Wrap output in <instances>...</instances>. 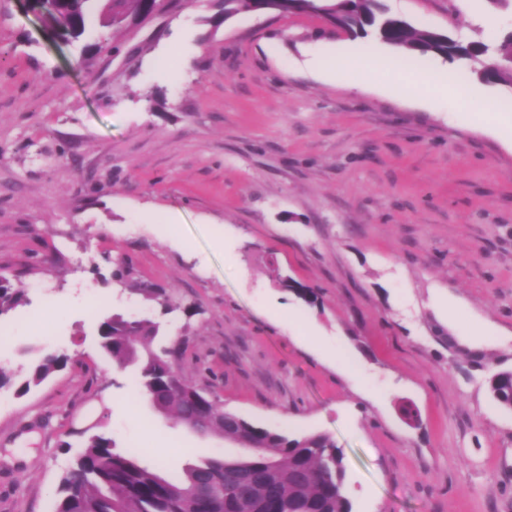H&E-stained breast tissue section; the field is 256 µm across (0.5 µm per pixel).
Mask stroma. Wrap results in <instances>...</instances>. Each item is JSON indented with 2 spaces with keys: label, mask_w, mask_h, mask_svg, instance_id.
I'll list each match as a JSON object with an SVG mask.
<instances>
[{
  "label": "stroma",
  "mask_w": 512,
  "mask_h": 512,
  "mask_svg": "<svg viewBox=\"0 0 512 512\" xmlns=\"http://www.w3.org/2000/svg\"><path fill=\"white\" fill-rule=\"evenodd\" d=\"M385 3L462 41L512 31L490 0ZM352 47L386 51L314 12L226 19L218 0H171L104 30L79 68L76 47L0 0V274L25 293L0 317L16 328L0 371L70 357L5 391L0 512H54L89 427L160 468L236 457L150 403L133 414L136 374L113 372L97 333L112 314L161 322L158 344L226 411L335 439L352 512H512V411L488 391L512 370V135L482 122L491 106L512 117V90L460 96L462 70L436 56L403 64L451 74L427 102L314 68ZM142 284L175 288L179 309ZM447 296L461 328L510 344L459 343L433 306ZM337 348L351 371L328 360ZM68 361L69 357L64 353L44 352L31 361L25 376L15 389V394L17 396L27 394L33 386L40 385L55 372L64 368Z\"/></svg>",
  "instance_id": "obj_1"
}]
</instances>
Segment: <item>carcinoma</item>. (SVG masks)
Listing matches in <instances>:
<instances>
[{"mask_svg":"<svg viewBox=\"0 0 512 512\" xmlns=\"http://www.w3.org/2000/svg\"><path fill=\"white\" fill-rule=\"evenodd\" d=\"M228 19L241 11H259L261 0H222ZM150 0H43L42 16L51 34L75 43L92 26L122 27L142 19ZM285 13L316 12L337 30L373 39L414 57L439 56L459 63L483 84L512 89V33L495 40H472L464 47L449 34L418 29L389 12L383 0H287ZM143 292L164 313L179 308L173 289L153 285ZM24 294L0 281V315L22 305ZM161 325L150 319L106 316L100 323L101 347L117 370L138 369L137 389L152 407L177 423L185 419L187 397L199 389L184 378L169 382L177 350L153 348ZM68 355L47 351L31 361L15 394L23 396L64 368ZM492 400L512 410V370L488 380ZM201 403L216 408L207 421L213 436L254 445L247 457L186 463L166 473L142 465L144 448H124L103 434L86 438L84 449L65 471L56 512H351L344 493V454L327 434L290 437L256 426L224 410L215 397Z\"/></svg>","mask_w":512,"mask_h":512,"instance_id":"carcinoma-1","label":"carcinoma"}]
</instances>
